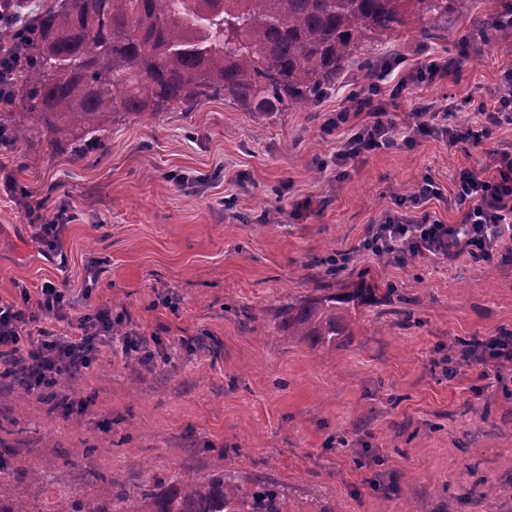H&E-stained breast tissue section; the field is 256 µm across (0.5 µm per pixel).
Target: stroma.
<instances>
[{"label": "stroma", "mask_w": 512, "mask_h": 512, "mask_svg": "<svg viewBox=\"0 0 512 512\" xmlns=\"http://www.w3.org/2000/svg\"><path fill=\"white\" fill-rule=\"evenodd\" d=\"M499 8L460 0L443 38L427 42L410 24L374 53L393 63L384 81L354 61L297 109L257 118L215 98L161 119H114L104 154L78 158L35 131L0 155V172L46 199L47 217L62 207L74 216L56 256L0 193V298L13 299L19 282L34 293L50 283L166 346L164 359L134 368L113 342L74 382L79 413L0 382L10 491L36 500L47 483L94 492L99 473L135 485L231 459L287 485L297 512L315 493L339 512H377L384 495L392 512H512V373L448 368L449 347L512 333V256L401 264L362 248L392 195L424 175L443 192L427 210L458 222L456 169L491 176L494 154L512 147L507 122L478 144L402 141L419 102L470 114L495 100L512 45L481 40L474 23ZM435 60L448 62L447 79L390 99L401 76ZM373 84L388 97L397 142L336 169L343 138L323 126L349 107L351 90ZM335 253L351 260L329 278L321 261ZM93 260L100 274L89 288ZM361 282L397 295L360 307L336 350L278 331L289 303ZM85 447L91 457L63 466L62 454ZM35 472L43 484L31 483Z\"/></svg>", "instance_id": "obj_1"}]
</instances>
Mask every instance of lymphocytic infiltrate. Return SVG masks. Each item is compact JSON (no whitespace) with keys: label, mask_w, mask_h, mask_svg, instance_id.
I'll return each instance as SVG.
<instances>
[{"label":"lymphocytic infiltrate","mask_w":512,"mask_h":512,"mask_svg":"<svg viewBox=\"0 0 512 512\" xmlns=\"http://www.w3.org/2000/svg\"><path fill=\"white\" fill-rule=\"evenodd\" d=\"M352 110L337 112L333 128L347 125L351 111L369 113L371 120L352 129L349 138L333 156L336 165H346L366 152L393 145L394 124L388 119L383 100L361 90L349 93ZM414 122L406 135L412 143L422 137L447 136L449 145L463 141L480 142L492 127L512 122V97L497 99L492 106H479L475 122L462 127L447 109L435 103L418 106ZM495 173L484 177L469 167L458 168L453 177L456 188L454 204L462 208L461 220L445 224L420 212L419 207L442 192L428 176L414 185L410 197L396 198L394 208L384 212L377 224L371 225L362 247L373 255L409 252L422 257L448 253L458 257L469 255L485 260L512 252V152H498ZM25 209L33 239L58 251L63 230L69 222L65 211H58L54 221H46L45 199L26 196ZM78 299L66 296L44 284L38 294L20 287L15 301L0 300V364L7 370H19L33 384L41 386L68 377H81L85 370L112 346V311L97 308L80 317L75 330L60 332L41 323L42 317L64 320L65 311L76 308ZM463 362L490 361L496 368L512 369V336H493L467 346L459 353Z\"/></svg>","instance_id":"lymphocytic-infiltrate-1"}]
</instances>
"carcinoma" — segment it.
Instances as JSON below:
<instances>
[{"instance_id": "carcinoma-1", "label": "carcinoma", "mask_w": 512, "mask_h": 512, "mask_svg": "<svg viewBox=\"0 0 512 512\" xmlns=\"http://www.w3.org/2000/svg\"><path fill=\"white\" fill-rule=\"evenodd\" d=\"M458 0H40L15 7L0 46L27 30L23 96L11 104L27 124L0 113L16 142L33 130L104 148L100 133L119 114L192 112L229 100L257 117L302 106L336 80L366 45L382 48L397 31L421 24L442 37ZM477 34L512 42V22L494 16ZM377 299L362 285L286 306L282 327L326 351L349 335V318ZM105 493L61 492L38 505L0 491V512H292L288 487L224 460L205 477H152L130 488L103 475Z\"/></svg>"}]
</instances>
